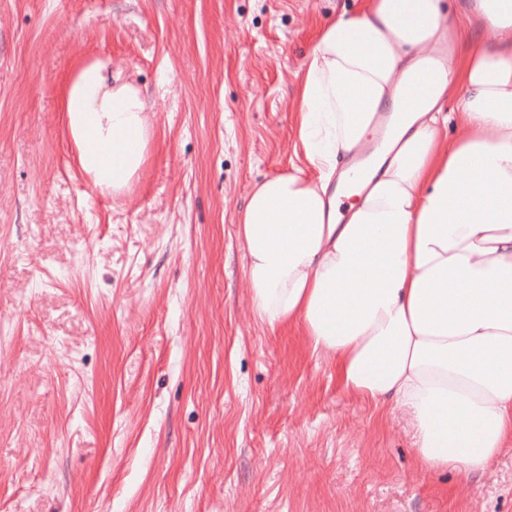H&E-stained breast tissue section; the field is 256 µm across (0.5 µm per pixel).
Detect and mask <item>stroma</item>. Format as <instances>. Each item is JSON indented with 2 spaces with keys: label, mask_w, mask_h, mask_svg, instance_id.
I'll return each instance as SVG.
<instances>
[{
  "label": "stroma",
  "mask_w": 512,
  "mask_h": 512,
  "mask_svg": "<svg viewBox=\"0 0 512 512\" xmlns=\"http://www.w3.org/2000/svg\"><path fill=\"white\" fill-rule=\"evenodd\" d=\"M349 0H0V512H512V452L419 470L403 414L254 315L237 220L290 171L299 82ZM111 57L158 106L94 192L64 81Z\"/></svg>",
  "instance_id": "1"
}]
</instances>
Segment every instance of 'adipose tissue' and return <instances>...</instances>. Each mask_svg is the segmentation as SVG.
<instances>
[{
    "label": "adipose tissue",
    "mask_w": 512,
    "mask_h": 512,
    "mask_svg": "<svg viewBox=\"0 0 512 512\" xmlns=\"http://www.w3.org/2000/svg\"><path fill=\"white\" fill-rule=\"evenodd\" d=\"M444 46L448 67L414 93ZM297 101L302 163L256 183L238 219L254 312L331 356L346 394L403 410L420 470L485 472L512 450V21L493 0L473 17L354 0L320 27ZM60 112L91 187L127 194L156 136L141 86L90 57ZM384 112L382 147L342 167Z\"/></svg>",
    "instance_id": "obj_1"
}]
</instances>
